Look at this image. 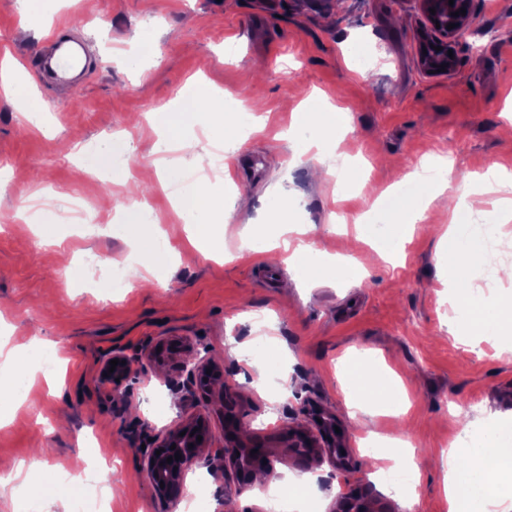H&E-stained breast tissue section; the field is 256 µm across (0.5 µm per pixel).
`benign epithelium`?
Instances as JSON below:
<instances>
[{
	"label": "benign epithelium",
	"mask_w": 512,
	"mask_h": 512,
	"mask_svg": "<svg viewBox=\"0 0 512 512\" xmlns=\"http://www.w3.org/2000/svg\"><path fill=\"white\" fill-rule=\"evenodd\" d=\"M472 0H418L420 12L424 18L420 42V62L422 67L428 71H438L445 68L449 71L456 66L457 58L449 57L448 52H457V47L468 31L469 12H471ZM435 13H430V9ZM465 9L467 15L453 16V13ZM453 23L455 27L447 28ZM441 50H435V47ZM121 363L117 364L110 377L124 383L132 378L134 374L133 360L126 356H117ZM180 371L186 374L187 384L183 387L185 391L184 400H189L199 391H207L211 386L220 384L219 395L222 400L224 415L234 418L236 425H241L240 404L235 384L224 379V372L216 368L208 355L197 351L193 355L183 359L179 365ZM292 429L289 436L291 444L289 447L299 451V454L307 457L314 455L318 460H328L332 466L342 464L344 455L336 454L335 443L328 434L327 427H322L319 433L315 434L304 427L293 428V423H288ZM210 432L209 420L203 415H191L179 424L168 427L161 432L158 441L153 448L146 452L144 457L143 472L149 480L155 493L163 498L171 499L175 491L182 490L185 475L200 459L199 448L201 444L197 436L201 433ZM194 447H189V444ZM161 454H156V450ZM254 446L246 444L238 439L237 432L227 431L224 434V457L226 468L224 471L225 480L239 486L246 485L248 470L240 467L242 455H247L249 460L255 464V469H265L267 465L263 461L268 459V454L263 448L257 449V453H251ZM181 453L182 458L175 459L176 453ZM172 462H166L167 458ZM365 501L357 493L342 495L336 501L334 512H365Z\"/></svg>",
	"instance_id": "1"
}]
</instances>
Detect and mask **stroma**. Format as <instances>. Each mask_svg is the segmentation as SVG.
I'll return each instance as SVG.
<instances>
[{"mask_svg":"<svg viewBox=\"0 0 512 512\" xmlns=\"http://www.w3.org/2000/svg\"><path fill=\"white\" fill-rule=\"evenodd\" d=\"M27 13L23 0H0V79L29 83L38 111L23 123L0 100V342L39 338L27 362L34 384L0 424V476L29 457L33 443L66 463L74 494L91 475L87 441L100 443L116 475H103V497L121 512H180L155 495L142 472L143 444L172 425L185 380L186 348L158 351L160 338L205 345L234 383L246 413L243 441L268 445L278 485L303 480L318 512L344 493L375 490L390 512H448L442 454L461 443L477 418L512 420V351L482 341L457 342L448 328L455 311L443 268L448 263L449 203L468 201L483 171L512 172V138L502 136L512 90V0H474L458 66L425 73L418 62L421 16L413 0H42ZM37 30L23 40L22 27ZM85 37L102 61L80 89L36 82L47 37ZM152 37L155 56L136 59L139 39ZM262 104L265 128L246 131L228 113L223 148L194 129L195 174L224 198L209 230L185 223L176 190L162 187L150 113L172 106L191 83ZM347 113L350 130L339 148L355 170L295 160L290 134L297 89ZM453 163L450 183L431 203L428 229L406 238L399 258L379 259L358 231L375 200L435 157ZM128 167L142 195L112 181ZM57 207L53 239L67 265L47 262L34 247L45 219L40 201ZM288 200L275 262L251 248L254 233L274 221L273 197ZM136 205L146 208L159 240L176 247L170 265L152 269L119 224ZM359 269L353 279H299L289 247H321ZM129 262L128 284L113 288L115 260ZM512 267V222L471 266L482 296L512 294L501 271ZM252 364L243 366L242 349ZM140 358L135 377L116 386L104 376L115 354ZM384 358L397 370L411 403L390 417L355 412L338 366L356 356ZM265 364L258 375L256 364ZM337 427L347 462L302 464L290 452L284 422L300 406ZM399 437L420 466L417 495L405 499L374 484L361 440L368 433ZM207 495V512H264L260 493H236L223 470L201 459L187 474ZM28 494L0 488V512H64L57 489L34 476Z\"/></svg>","mask_w":512,"mask_h":512,"instance_id":"1","label":"stroma"}]
</instances>
